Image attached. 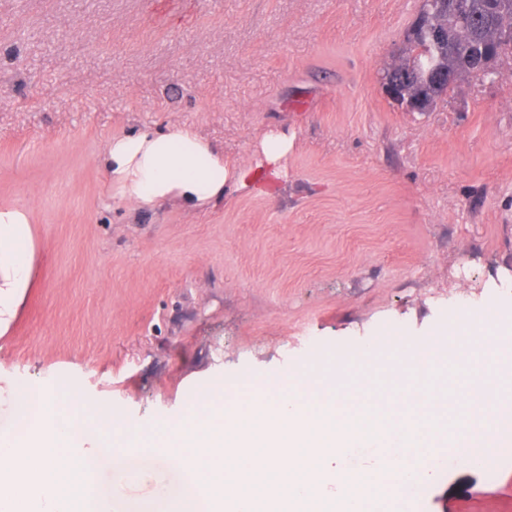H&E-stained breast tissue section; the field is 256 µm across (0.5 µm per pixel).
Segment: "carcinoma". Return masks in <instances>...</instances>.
I'll return each mask as SVG.
<instances>
[{
  "label": "carcinoma",
  "instance_id": "obj_1",
  "mask_svg": "<svg viewBox=\"0 0 512 512\" xmlns=\"http://www.w3.org/2000/svg\"><path fill=\"white\" fill-rule=\"evenodd\" d=\"M443 30L448 31L446 43L434 38L435 32ZM502 30H512V0H442L418 39L410 42L406 56L386 72L398 82L402 95L424 88L431 92L434 104L448 94L451 85H436L433 73L446 68L455 78L486 76L481 59L492 61L512 48V42L497 39Z\"/></svg>",
  "mask_w": 512,
  "mask_h": 512
}]
</instances>
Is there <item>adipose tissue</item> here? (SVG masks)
Returning a JSON list of instances; mask_svg holds the SVG:
<instances>
[{"mask_svg": "<svg viewBox=\"0 0 512 512\" xmlns=\"http://www.w3.org/2000/svg\"><path fill=\"white\" fill-rule=\"evenodd\" d=\"M262 158L253 167L228 172L224 156L209 142L183 125L166 131L146 127L112 138L105 148V166L112 185L137 206L174 201L189 209H202L224 194L227 180L241 186L257 185L264 192L274 185L262 181L264 171H279L288 152V139L266 134ZM35 254L34 238L26 212L0 208V335L16 318L30 286Z\"/></svg>", "mask_w": 512, "mask_h": 512, "instance_id": "ef3b65f1", "label": "adipose tissue"}]
</instances>
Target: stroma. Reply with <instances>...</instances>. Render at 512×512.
Here are the masks:
<instances>
[{
    "mask_svg": "<svg viewBox=\"0 0 512 512\" xmlns=\"http://www.w3.org/2000/svg\"><path fill=\"white\" fill-rule=\"evenodd\" d=\"M419 0H0V207L29 213L32 285L0 376L75 389L131 427L215 375L330 369L512 309V55L426 112L382 75ZM192 128L233 170L288 139L278 188L139 207L112 138ZM467 274L458 282L456 270ZM406 512H512V466L466 458Z\"/></svg>",
    "mask_w": 512,
    "mask_h": 512,
    "instance_id": "35a3bbf8",
    "label": "stroma"
}]
</instances>
